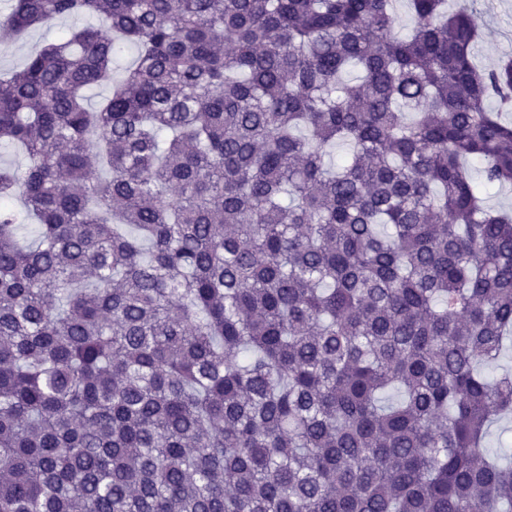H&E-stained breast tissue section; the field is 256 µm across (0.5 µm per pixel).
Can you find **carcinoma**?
<instances>
[{
    "label": "carcinoma",
    "mask_w": 512,
    "mask_h": 512,
    "mask_svg": "<svg viewBox=\"0 0 512 512\" xmlns=\"http://www.w3.org/2000/svg\"><path fill=\"white\" fill-rule=\"evenodd\" d=\"M80 16L0 78V512H512V59L468 0H13L0 38Z\"/></svg>",
    "instance_id": "cac0c4a2"
}]
</instances>
